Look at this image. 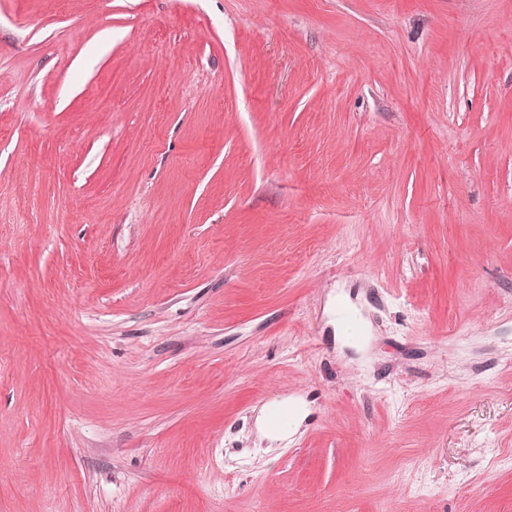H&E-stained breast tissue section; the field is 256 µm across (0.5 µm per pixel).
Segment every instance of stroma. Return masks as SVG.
<instances>
[{
	"label": "stroma",
	"mask_w": 512,
	"mask_h": 512,
	"mask_svg": "<svg viewBox=\"0 0 512 512\" xmlns=\"http://www.w3.org/2000/svg\"><path fill=\"white\" fill-rule=\"evenodd\" d=\"M0 512H512V0H0Z\"/></svg>",
	"instance_id": "35a3bbf8"
}]
</instances>
